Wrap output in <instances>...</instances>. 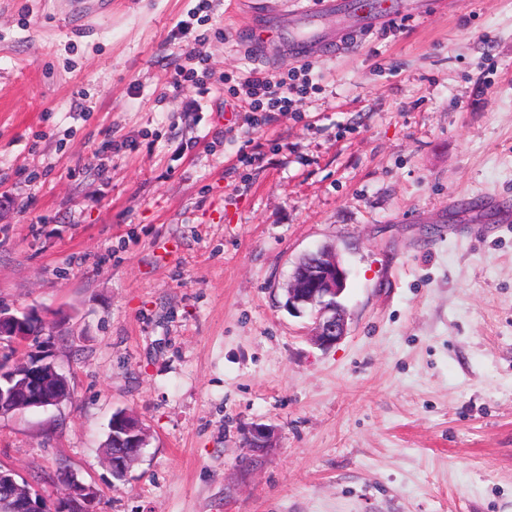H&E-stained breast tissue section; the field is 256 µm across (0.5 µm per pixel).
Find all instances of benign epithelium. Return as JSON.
<instances>
[{
    "label": "benign epithelium",
    "mask_w": 512,
    "mask_h": 512,
    "mask_svg": "<svg viewBox=\"0 0 512 512\" xmlns=\"http://www.w3.org/2000/svg\"><path fill=\"white\" fill-rule=\"evenodd\" d=\"M299 274L288 286V311H311L315 316L314 343L328 349L347 334V319L338 297L346 287L347 275L336 256L323 248L302 256L298 262ZM60 330V318L38 307H28L16 313L0 308V343L17 349L18 368H10L0 360V415L15 410H27L55 405L71 397L67 379L59 374L46 352L34 354L28 343L40 339L50 343ZM122 434L136 448L146 443L145 428L131 412H123ZM274 431L265 425H254L243 432L244 448L260 449L270 446ZM108 466L117 478L124 477L129 468L125 458L105 450ZM63 491L46 495L38 487L18 482L15 472L0 466V512H98V490L72 473L65 475Z\"/></svg>",
    "instance_id": "benign-epithelium-1"
}]
</instances>
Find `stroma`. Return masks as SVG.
I'll return each instance as SVG.
<instances>
[{
  "instance_id": "obj_1",
  "label": "stroma",
  "mask_w": 512,
  "mask_h": 512,
  "mask_svg": "<svg viewBox=\"0 0 512 512\" xmlns=\"http://www.w3.org/2000/svg\"><path fill=\"white\" fill-rule=\"evenodd\" d=\"M0 0V308L64 316L72 396L0 417V465L98 512H512V0L358 34L297 111H231L257 67L244 4ZM207 94L171 81L189 62ZM332 246L347 334L288 312ZM138 416L127 476L108 422ZM272 447L242 464L245 429ZM118 418L125 420V427L122 431L125 437H121V440L129 439L131 444L134 445V448L142 449L146 443L145 435L147 434L139 418L135 414L127 411L121 413ZM274 438V431L265 425H254L243 432L241 445L251 450L269 448Z\"/></svg>"
}]
</instances>
